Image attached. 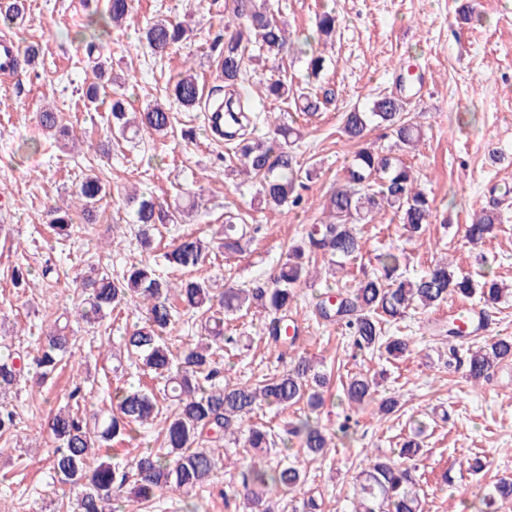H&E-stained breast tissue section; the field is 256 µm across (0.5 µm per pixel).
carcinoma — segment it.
<instances>
[{"label": "carcinoma", "instance_id": "obj_1", "mask_svg": "<svg viewBox=\"0 0 512 512\" xmlns=\"http://www.w3.org/2000/svg\"><path fill=\"white\" fill-rule=\"evenodd\" d=\"M232 4L218 58L224 88L228 90L225 103L243 110L249 100L243 78L247 45L257 44L258 54L253 59L259 61L281 58L294 51V44L288 41L283 22L271 12L269 0H232ZM24 12L25 0H0L1 17L14 21L23 18ZM130 19L131 0H107L104 26L120 27ZM336 22L332 11L318 14L317 36H332ZM189 33L183 23L161 19L145 27L143 40L152 56L163 58L172 47L187 40ZM264 88L267 98L284 103L291 99L297 111L307 114L329 102L280 78L266 81ZM173 95L185 108L197 105L201 92L196 77L181 76L173 86ZM111 116L113 129L121 135L129 131L135 136L142 132L162 135L172 126L171 112L158 101L142 112L129 113L123 100L114 99ZM38 118L45 131L69 134L59 113L52 109L39 111ZM227 122L231 127L227 137L235 149V162L227 169L239 168L252 174L257 197L266 206L297 205L300 197L295 194L296 188L306 186L317 176L316 168L302 166L292 150L301 132L281 114L274 117L269 135L262 139L247 138L243 121L233 115L227 116ZM372 125L391 130L394 147L384 151L369 146L365 134ZM342 132L357 144V150L345 168L342 182L325 197L323 211L327 219L306 225L301 238L288 246L285 257L265 279L245 288L227 287L216 301L206 282L182 280L176 285L156 275L146 260L130 265L119 276L101 269L80 277L73 308L54 320L33 358L39 380L45 381L71 356L72 323L95 325L114 310L135 302L145 310V318L121 337L119 347L135 357L143 371L165 384L160 397L143 388L115 390L111 413L92 427L71 409H61L47 418V427L56 441L51 452L54 478L62 485L81 489L77 512H147L165 490L190 494L216 478L219 457L215 447L236 446L243 434L244 447L270 451L276 446L271 434L261 426L247 424L261 403L282 410L301 401L306 403L309 413L290 422L288 433L308 454L326 457L331 438L313 416L323 405L326 376L300 357L282 374L257 383L224 378L214 366L213 347L233 346L236 338L224 333V319L219 317L214 303H219L226 316L252 309L265 313V335L292 348L300 330L296 325L289 326L288 310L297 297V288L313 279L317 257L327 259L332 271L361 258L364 241L357 225L369 223L381 211L393 213L408 239L424 234L432 221L433 199L420 188L413 168L396 155L403 147H415L423 141L424 131L403 112L401 100L379 97L365 110L354 108L342 113ZM76 195L82 215L89 217L106 195V184L98 175L90 174L82 180ZM127 200L133 206L134 223L138 224L136 240L147 250L152 242L151 231L159 224L174 222L176 212L151 196L133 193ZM499 221L497 212L484 210L465 225L463 238L477 244L492 234ZM48 224L63 238L71 237L74 231L72 215L60 206L49 210ZM258 230L257 225L235 224L232 217H226L222 227L224 253L242 254ZM208 253L209 244L203 239L183 236L165 253V259L180 269L195 268ZM377 260L380 269L376 274L346 284L334 294L328 292L316 303L318 315L340 325L360 351H378L389 357L408 351L409 343L402 337L385 335V326L401 321L411 310L435 308L451 296L471 299L477 295L487 305L496 303L501 296L496 279L487 277L478 284L443 260L413 280L402 278L400 255L395 252L387 251ZM177 301L199 314L206 342L175 353L166 342V333ZM486 316L483 309H461L451 316L443 330L450 349H455L454 342H462L477 329L485 328ZM19 359L10 347H4L0 355L1 395L20 381ZM511 360L512 339L499 338L467 348L463 365L468 378L477 382L486 378L494 366ZM344 391L348 405L360 407L373 399V381L364 375H353ZM161 398L173 402V410L164 420V447L144 452L130 465L114 462L101 452L116 438H130L137 430L152 427ZM17 426V413L0 405V437L13 433ZM422 434L423 429L419 428L414 437L402 443V459L411 460L419 454ZM415 472V466L402 460L375 457L357 476L347 512H425ZM304 477L298 463L273 469L257 460L241 472L239 485L233 487L232 493L243 496L254 512H274L270 495L291 492ZM473 496L482 505L478 512H496L493 506L497 501L512 500V481L500 480L488 490L479 483Z\"/></svg>", "mask_w": 512, "mask_h": 512}]
</instances>
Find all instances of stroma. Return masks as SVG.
I'll list each match as a JSON object with an SVG mask.
<instances>
[{
  "label": "stroma",
  "instance_id": "35a3bbf8",
  "mask_svg": "<svg viewBox=\"0 0 512 512\" xmlns=\"http://www.w3.org/2000/svg\"><path fill=\"white\" fill-rule=\"evenodd\" d=\"M228 2L132 0L133 24L108 28L101 38L103 59L127 79L118 90L105 85L93 101L85 96L95 75L83 42L92 33L90 0H27L23 19L10 25L22 44L39 45L41 56L38 65L20 66L9 81H0V342L35 353L38 336L71 307L75 277L92 264L117 275L125 265L146 259L171 281L204 279L218 292L228 284L267 277L304 225L323 221L322 202L352 158L355 146L340 132L341 112L367 108L383 95L402 99L405 112L425 131L418 148L403 159L434 197L436 211L424 245L406 241L392 213L378 214L363 227L362 265H347L341 280L352 281L362 266L376 272L377 255L393 247L405 251L400 271L407 278L442 258L465 273H490L506 293L493 308L490 327L474 342L512 338V202L499 205L500 222L483 243L469 244L462 234L475 212L512 188V0H270L298 46L314 36L315 17L323 9H335L338 19L332 39L316 46L329 61L319 76L310 74L301 55L246 64L252 129L258 136L268 131L269 111L285 109L264 97V80L283 78L296 87L335 92L334 101L316 115H297L302 136L294 151L303 165L317 167L318 177L302 190L299 207L276 210L259 204L252 182L226 178L230 146L214 140L203 107L172 106L173 129L164 136L146 134L129 143L114 137L110 127L114 92L138 111L169 100L181 73L216 85L215 41L224 33ZM466 5L475 7L477 18H463ZM159 18L188 22L194 30L190 41L161 59L148 53L138 34ZM45 105L73 128L76 149L54 143L40 126L36 114ZM91 169L108 190L96 221L87 225L75 216L82 233L58 240L46 211L73 203L77 185ZM134 189L187 208L177 223L154 231L146 252L136 242L137 227L125 201ZM229 210L261 227L246 253L231 259L217 246ZM186 234L210 241V252L195 269H171L163 255ZM19 264L31 271L29 287L11 282V269ZM48 265L59 269V278H43ZM326 290L321 278L301 287L289 314L301 330L296 349L268 340L265 314L251 312L228 326L239 338L238 350L214 354L234 381L252 383L282 372L296 355L332 375L317 412L320 424L335 435L326 457H306L296 444L266 456L268 466L298 461L306 472L304 485L280 498L275 512H306L310 499L318 503V512H339L353 494L363 459L397 456L399 442L411 435L418 419L428 426L416 461L425 512H475V485L512 478V361L472 383L463 371L449 368L448 341L439 329L457 308L479 307V299H453L413 313L402 329L409 350L393 359L376 352L354 355L349 336L315 310L317 295ZM140 316L139 308L130 306L103 324L76 326L75 353L52 381L39 386L25 380L6 395L20 424L0 440V512H73L77 492L53 480V437L43 422L67 406L74 384L83 388V412L91 421L108 414L113 390L145 382L130 360L114 371L100 341L106 334L119 339ZM349 372L375 382L373 402L352 412L342 401L340 385ZM389 396L398 398L400 409L380 415L378 402ZM345 422L350 428L343 436L338 429ZM475 456L485 465L482 472L460 468V461ZM250 461L246 453L231 456L214 482L195 496L163 494L152 512H250L243 497L230 493Z\"/></svg>",
  "mask_w": 512,
  "mask_h": 512
}]
</instances>
